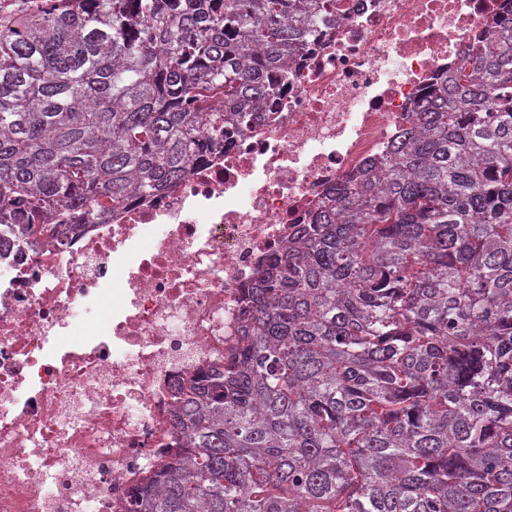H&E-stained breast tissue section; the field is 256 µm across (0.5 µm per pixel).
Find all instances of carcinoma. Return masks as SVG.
Listing matches in <instances>:
<instances>
[{
  "instance_id": "1",
  "label": "carcinoma",
  "mask_w": 512,
  "mask_h": 512,
  "mask_svg": "<svg viewBox=\"0 0 512 512\" xmlns=\"http://www.w3.org/2000/svg\"><path fill=\"white\" fill-rule=\"evenodd\" d=\"M336 0H15L0 229L65 235L261 118ZM223 99L224 110L213 102ZM72 223H64V218ZM130 512H512V17L241 289Z\"/></svg>"
}]
</instances>
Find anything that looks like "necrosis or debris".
Instances as JSON below:
<instances>
[{"label": "necrosis or debris", "instance_id": "4bbe7bcc", "mask_svg": "<svg viewBox=\"0 0 512 512\" xmlns=\"http://www.w3.org/2000/svg\"><path fill=\"white\" fill-rule=\"evenodd\" d=\"M336 4L287 90L186 178L68 238L0 240V512H129L174 440V392L238 335L242 286L508 7Z\"/></svg>", "mask_w": 512, "mask_h": 512}]
</instances>
